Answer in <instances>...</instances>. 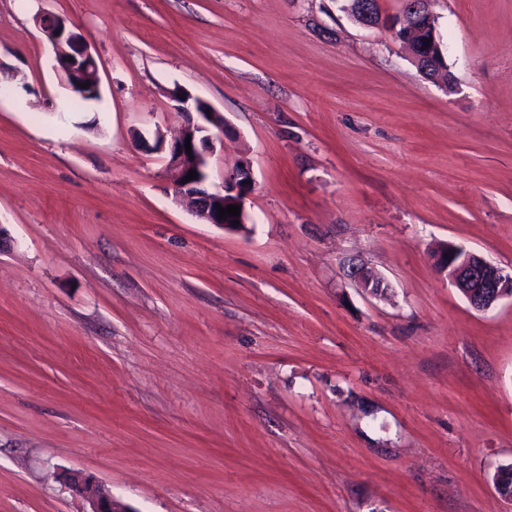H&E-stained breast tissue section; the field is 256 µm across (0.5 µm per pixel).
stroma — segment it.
Segmentation results:
<instances>
[{"instance_id": "obj_1", "label": "stroma", "mask_w": 512, "mask_h": 512, "mask_svg": "<svg viewBox=\"0 0 512 512\" xmlns=\"http://www.w3.org/2000/svg\"><path fill=\"white\" fill-rule=\"evenodd\" d=\"M454 91L339 0H0V512H512V0H431ZM92 39L76 102L35 19ZM247 160L248 232L152 150L174 87ZM357 258L390 286L343 275ZM435 263L478 311L490 309L504 297H512V273H504L482 255L448 245L437 251ZM63 482L72 491L85 497L90 504L87 512H133L112 495V492L92 476L76 471L63 475Z\"/></svg>"}]
</instances>
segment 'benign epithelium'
Wrapping results in <instances>:
<instances>
[{
  "label": "benign epithelium",
  "mask_w": 512,
  "mask_h": 512,
  "mask_svg": "<svg viewBox=\"0 0 512 512\" xmlns=\"http://www.w3.org/2000/svg\"><path fill=\"white\" fill-rule=\"evenodd\" d=\"M349 4L346 13L365 27L387 26L397 32V37L412 50V60L422 76L434 83H443L446 70L437 63L443 54V45L437 33L424 44L419 37L434 23L435 16L430 10V0H404L402 19L399 25L384 17L376 0H342ZM36 23L46 40L56 49L57 68L64 76L67 88L74 94L88 96L100 92V78L97 61L92 53L90 36L74 29L69 21L59 15L44 14ZM88 82L87 88L79 84ZM173 109L185 116V123L170 142L159 140L154 149L168 155V166L174 173L171 186L175 199L190 202V211L206 224L232 229L231 217L219 218V204L240 206L239 223H246L245 200L252 190L249 164L239 161L224 171L221 190L206 188L209 180V157L214 142L224 134V118L211 110L203 99L185 90L176 89L170 95ZM190 142L191 153H186L185 142ZM196 170L197 178L184 182L189 171ZM437 268L447 273L453 284L478 311L490 309L499 300L512 297V273L504 271L482 255L461 246L449 245L440 248L435 255ZM346 278L357 287L374 296L373 278L368 267L359 259L352 258L345 265ZM63 482L72 491L85 497L90 512H130L129 507L112 495V492L92 476L79 471L63 475Z\"/></svg>",
  "instance_id": "benign-epithelium-1"
}]
</instances>
